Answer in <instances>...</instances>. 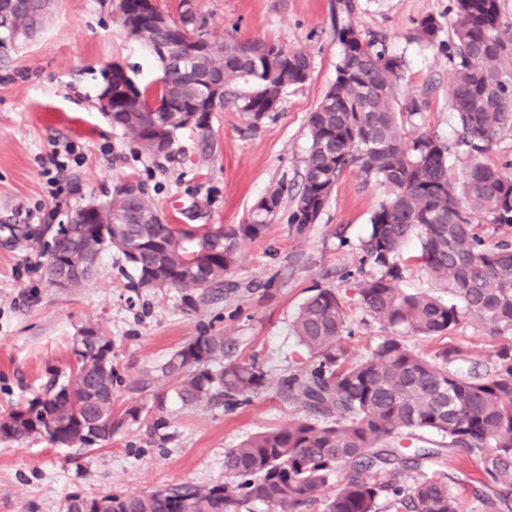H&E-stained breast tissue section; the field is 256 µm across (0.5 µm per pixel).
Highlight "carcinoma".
Returning <instances> with one entry per match:
<instances>
[{
	"label": "carcinoma",
	"instance_id": "1",
	"mask_svg": "<svg viewBox=\"0 0 512 512\" xmlns=\"http://www.w3.org/2000/svg\"><path fill=\"white\" fill-rule=\"evenodd\" d=\"M43 0H16L12 14L0 17V44L30 32L43 11ZM448 42L440 41L442 23L423 17L415 39L448 45L452 77L448 105L456 114V138L445 142L421 133L404 140V119L421 105L405 82L403 61L388 55L383 40L365 38L354 22L337 30L342 57L336 77L317 108L309 113V147L298 189L279 182L254 205L243 224L201 230L174 224H138V212L155 207L146 192L129 198L117 192L107 204L122 214L119 225L128 248L122 250L136 275L137 288L187 292L198 309L205 292L225 289L239 295L228 276L237 265L242 240L264 235L283 200L287 222L304 236L328 206L344 173L355 170L364 183L385 190L360 243L373 272L354 282L353 298L333 287L318 288L290 323L308 355L307 365L272 383L255 362L229 358L232 339L204 330L177 349L157 369L136 382L145 391L160 381L174 383L185 406L222 404L234 409L264 391L300 407L304 415L257 433L224 454V482L209 487L176 484L137 495L106 493L69 497L63 512H86L99 500H112V512H304L317 493L331 484L323 512H380L384 501L394 512H458L456 481L446 473H422L428 460L443 454L477 462L473 488L478 512H512V347L496 351L493 367L464 366L463 349L447 342L425 356L409 336L437 338L478 319L493 337L512 338V243L488 244L482 224L512 226V166L481 161L499 135L512 132V18L500 0H452ZM148 39L175 44L179 26L150 28ZM308 56L280 44L226 41L215 51L188 59L180 72L167 71L161 85L140 89L132 102L112 103V126L132 136L149 155H168L154 146V127L171 136L187 128L184 109L204 87L196 76L224 82L219 104L231 102L252 123L269 114L267 103L309 76ZM460 163L461 176L450 173ZM101 224L47 227L51 242L43 253L48 282L73 257L69 245L82 244L98 255ZM412 241L415 254L405 256ZM420 264L448 299L401 288L406 263ZM358 306L388 330L365 355L340 361L341 340L352 335L349 304ZM82 350L71 377L36 394L23 407L0 416V437H45L68 446L109 439L130 407L113 419L112 339L102 328L86 325ZM59 427L43 432L45 418ZM441 438L435 448L410 449L420 434ZM421 477L410 482L403 473Z\"/></svg>",
	"mask_w": 512,
	"mask_h": 512
}]
</instances>
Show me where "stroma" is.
<instances>
[{
  "label": "stroma",
  "instance_id": "35a3bbf8",
  "mask_svg": "<svg viewBox=\"0 0 512 512\" xmlns=\"http://www.w3.org/2000/svg\"><path fill=\"white\" fill-rule=\"evenodd\" d=\"M51 3L34 38L0 48V415L69 377L77 364L73 338L88 323L112 339L116 414L135 406L140 415L110 440L87 446L0 438V512H63L73 495L222 482L227 449L300 415V408L270 392L232 410L190 408L169 386L152 394L134 390V381L206 328L231 336V359L256 361L272 380L303 367L307 356L289 323L312 288L348 291L337 274L359 268L360 242L383 190L345 173L301 239L277 217L262 237L243 244L230 275L252 293L233 306L220 301L197 311L182 293L134 287L131 265L114 248L100 254L86 286H50L45 273L32 270L45 225L109 198L122 178L140 181L168 223H242L271 184L298 182L309 147L307 118L335 79L336 30L350 20L362 33L385 37L388 52L405 64L423 116L403 125L401 135L448 140L456 131L448 56L414 38L421 18L447 17L450 0H354L350 15L340 0H193L212 41L276 42L305 52L311 68L261 122L251 123L233 105L217 107L208 131L182 130L167 158L143 154L98 107L108 64L122 63L142 86L158 75L155 60L126 38L119 0ZM67 147L80 162L65 171L70 192L58 203L47 192L46 171L54 151ZM449 341L483 367L501 344L476 320L452 331Z\"/></svg>",
  "mask_w": 512,
  "mask_h": 512
}]
</instances>
